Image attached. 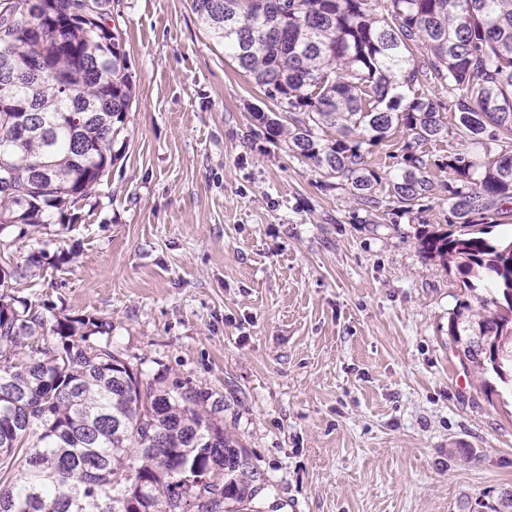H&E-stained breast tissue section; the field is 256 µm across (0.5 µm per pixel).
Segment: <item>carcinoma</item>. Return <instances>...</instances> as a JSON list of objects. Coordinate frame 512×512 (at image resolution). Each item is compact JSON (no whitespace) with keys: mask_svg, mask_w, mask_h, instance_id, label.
Returning a JSON list of instances; mask_svg holds the SVG:
<instances>
[{"mask_svg":"<svg viewBox=\"0 0 512 512\" xmlns=\"http://www.w3.org/2000/svg\"><path fill=\"white\" fill-rule=\"evenodd\" d=\"M0 0V232L75 220L118 160L133 104L111 0ZM192 0L209 36L278 108L256 110L266 137L332 178L365 212L392 199L422 212L436 184L423 146L453 135L475 152L448 153V229L421 250L455 265L466 297L448 320L476 327L471 369L512 382V0ZM425 54L414 56L413 48ZM448 95V112L427 90ZM453 124H448V117ZM402 129L386 176L369 148ZM387 185L382 198V185ZM43 253L0 264V287ZM112 323L66 316L0 295V512H257L266 479L224 430L223 407L188 383L142 379L112 347Z\"/></svg>","mask_w":512,"mask_h":512,"instance_id":"obj_1","label":"carcinoma"}]
</instances>
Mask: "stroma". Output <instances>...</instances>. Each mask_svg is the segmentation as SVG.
Listing matches in <instances>:
<instances>
[{
	"instance_id": "obj_1",
	"label": "stroma",
	"mask_w": 512,
	"mask_h": 512,
	"mask_svg": "<svg viewBox=\"0 0 512 512\" xmlns=\"http://www.w3.org/2000/svg\"><path fill=\"white\" fill-rule=\"evenodd\" d=\"M112 22L135 86L121 156L76 223L0 233L44 254L10 294L109 320L135 368L223 401L259 512H480L512 488V390L462 365L457 272L418 244L448 222L447 173L422 220L351 223V196L261 133L273 102L190 0H115Z\"/></svg>"
}]
</instances>
